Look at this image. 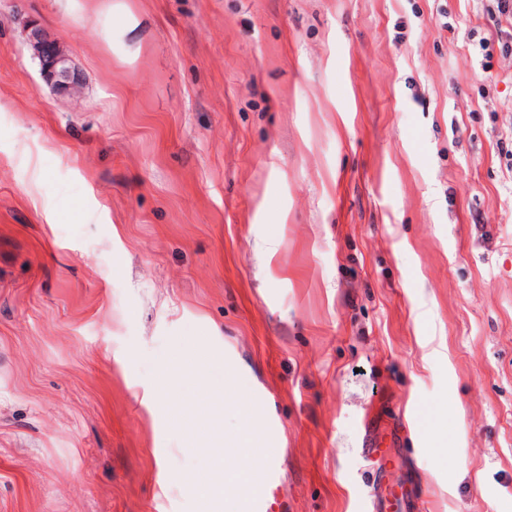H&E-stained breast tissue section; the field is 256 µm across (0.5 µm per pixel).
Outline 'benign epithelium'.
Listing matches in <instances>:
<instances>
[{
  "instance_id": "1",
  "label": "benign epithelium",
  "mask_w": 512,
  "mask_h": 512,
  "mask_svg": "<svg viewBox=\"0 0 512 512\" xmlns=\"http://www.w3.org/2000/svg\"><path fill=\"white\" fill-rule=\"evenodd\" d=\"M27 42L33 57L39 61L43 79L56 92L68 96L80 93L79 73L56 38L40 26L31 24L27 30Z\"/></svg>"
}]
</instances>
